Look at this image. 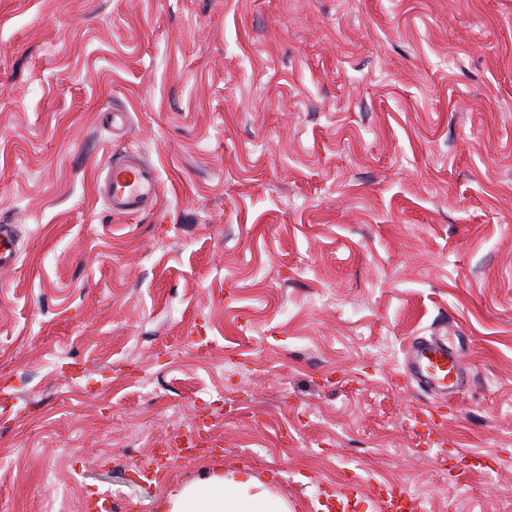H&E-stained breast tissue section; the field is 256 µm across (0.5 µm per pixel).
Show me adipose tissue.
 <instances>
[{"instance_id": "obj_1", "label": "adipose tissue", "mask_w": 512, "mask_h": 512, "mask_svg": "<svg viewBox=\"0 0 512 512\" xmlns=\"http://www.w3.org/2000/svg\"><path fill=\"white\" fill-rule=\"evenodd\" d=\"M159 512H292L287 500L274 494L267 483L220 466L171 490Z\"/></svg>"}]
</instances>
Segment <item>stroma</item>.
Segmentation results:
<instances>
[{
    "mask_svg": "<svg viewBox=\"0 0 512 512\" xmlns=\"http://www.w3.org/2000/svg\"><path fill=\"white\" fill-rule=\"evenodd\" d=\"M1 224L0 512H157L172 412L302 512H512V0H0ZM160 191L155 166L135 159H112L97 173L94 192L118 213L133 214L156 204ZM17 259L15 242L11 233L10 224L0 225V267H12ZM407 372L441 399L451 400L461 386V350L446 336L416 337L409 342ZM382 510L389 512L396 510L400 512H426V505L422 498L410 493L401 485L395 484L382 491Z\"/></svg>",
    "mask_w": 512,
    "mask_h": 512,
    "instance_id": "35a3bbf8",
    "label": "stroma"
}]
</instances>
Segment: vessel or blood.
Wrapping results in <instances>:
<instances>
[{
  "label": "vessel or blood",
  "mask_w": 512,
  "mask_h": 512,
  "mask_svg": "<svg viewBox=\"0 0 512 512\" xmlns=\"http://www.w3.org/2000/svg\"><path fill=\"white\" fill-rule=\"evenodd\" d=\"M160 185L155 166L135 159H112L96 176L94 192L115 212L133 214L155 204ZM17 259L11 227L0 225V267H12ZM407 372L412 379L442 399H452L461 386V351L447 337H417L407 350ZM380 502L384 512H426L422 498L401 485L385 488Z\"/></svg>",
  "instance_id": "vessel-or-blood-1"
}]
</instances>
